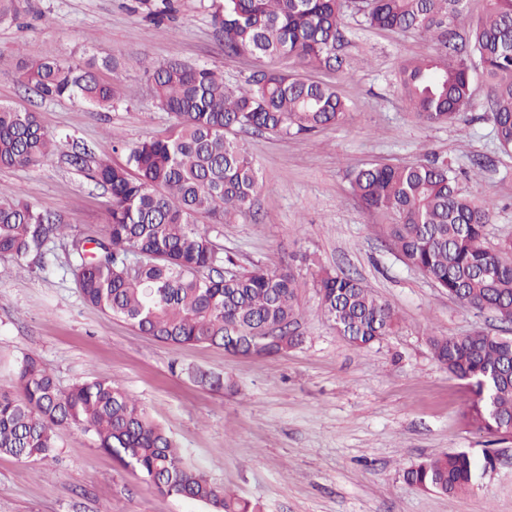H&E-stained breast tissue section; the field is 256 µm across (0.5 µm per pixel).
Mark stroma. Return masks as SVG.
Returning <instances> with one entry per match:
<instances>
[{
    "label": "stroma",
    "mask_w": 512,
    "mask_h": 512,
    "mask_svg": "<svg viewBox=\"0 0 512 512\" xmlns=\"http://www.w3.org/2000/svg\"><path fill=\"white\" fill-rule=\"evenodd\" d=\"M343 27V51L355 61L349 74L286 58L275 65L335 85L349 116L309 138L240 133L263 190L250 213L208 227L238 267L293 270L303 344L264 359L139 335L82 302L58 244L29 273L0 258V391L10 389L30 354L64 390L112 378L177 441L190 465L261 512H512V465L457 495L427 493L404 479L421 458L492 442L466 424L470 393L436 361L430 336L507 330L407 266L389 245L384 219L359 205L348 181L350 170L369 163L486 157L481 181L464 179L460 187L493 204L490 244L512 238V153L495 147L490 87L475 78L473 107L456 123L419 122L397 77L406 60L432 51L433 43L368 27L350 11ZM41 56L116 60L117 69L102 76L121 85V104L99 111L40 99L21 74ZM171 59L219 68L232 86L257 66L250 57H225L200 0H171L161 21L136 0H21L18 13L0 21V101L37 112L59 153L33 168L0 169V185L61 214L76 236L100 237L109 197L61 154L75 137L121 163L125 145L166 133L173 117L158 107L144 70ZM115 133L122 147H114ZM323 268L367 283L396 313L393 332L366 348L349 345L319 311L313 280ZM187 367L223 374V390L193 383ZM0 512L210 509L160 495L72 427L47 459L0 456Z\"/></svg>",
    "instance_id": "stroma-1"
}]
</instances>
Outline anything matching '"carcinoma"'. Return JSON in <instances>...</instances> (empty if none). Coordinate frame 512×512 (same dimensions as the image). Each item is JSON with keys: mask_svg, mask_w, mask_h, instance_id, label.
<instances>
[{"mask_svg": "<svg viewBox=\"0 0 512 512\" xmlns=\"http://www.w3.org/2000/svg\"><path fill=\"white\" fill-rule=\"evenodd\" d=\"M485 16L464 25V0H211L224 56L288 57L304 67L348 72L340 53L343 14L374 28L414 32L435 49L406 61L398 81L408 109L428 124L456 122L472 108L473 64L491 88L487 120L501 150L512 152V0H488ZM160 109L174 123L162 136L127 148L113 163L78 140L66 163L109 195L95 247L71 235L59 214L0 187V256L41 261L68 240L67 271L82 301L137 332L175 345H208L272 358L303 342L296 321L297 278L290 270L235 268L206 225L224 224L254 205L260 190L242 130L309 136L346 118L350 106L330 84L260 67L234 88L206 65L169 60L148 72ZM23 81L43 99L77 100L110 110L120 85L73 57L32 59ZM56 139L38 113L0 102V167L31 168L55 154ZM486 163L426 159L410 165L370 163L350 172L361 207L387 220L403 262L448 291L512 324V239L491 247L492 204L459 187L478 182ZM320 310L353 347L364 348L397 324L392 308L360 280L323 271L314 280ZM436 360L473 394L463 416L489 435L512 436V338L481 332L430 338ZM198 385L224 388V377L181 369ZM13 392H0V454L20 461L48 457L64 430L79 427L97 447L154 485L163 496L204 503L213 512H259L224 495L186 464L170 434L114 381L95 378L61 389L39 358L27 355ZM496 450L460 449L412 465L404 479L448 495L477 484Z\"/></svg>", "mask_w": 512, "mask_h": 512, "instance_id": "cac0c4a2", "label": "carcinoma"}]
</instances>
